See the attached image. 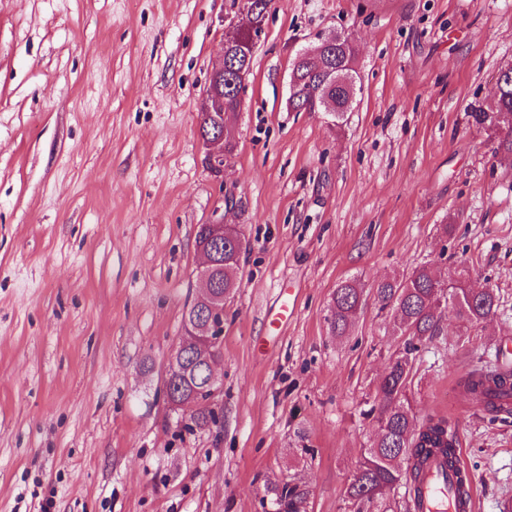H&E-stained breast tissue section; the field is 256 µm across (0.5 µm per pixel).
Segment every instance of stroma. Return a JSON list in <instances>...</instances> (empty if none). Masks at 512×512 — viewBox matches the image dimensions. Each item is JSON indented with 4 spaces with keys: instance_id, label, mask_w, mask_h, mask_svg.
I'll use <instances>...</instances> for the list:
<instances>
[{
    "instance_id": "1",
    "label": "stroma",
    "mask_w": 512,
    "mask_h": 512,
    "mask_svg": "<svg viewBox=\"0 0 512 512\" xmlns=\"http://www.w3.org/2000/svg\"><path fill=\"white\" fill-rule=\"evenodd\" d=\"M243 0H0V512H355L366 412L404 348L375 285L427 264L500 296L485 328L443 318L411 374L416 423L456 422L477 512L512 503V422L459 386L512 347V153L495 78L512 0H273L234 149L198 133ZM352 34V112L288 109L298 51ZM250 243L224 303L217 427L161 387L199 292V225ZM452 225L442 235L441 225ZM354 280L348 335L326 315ZM298 310L279 330V289ZM202 143L205 147L206 155L213 164H217V162L222 160L224 161V159L226 161L227 156L232 151V143L230 136L224 140V121L218 120L214 126H211L209 133L202 140ZM277 512H297L301 503L302 493L288 482L271 485L266 489Z\"/></svg>"
}]
</instances>
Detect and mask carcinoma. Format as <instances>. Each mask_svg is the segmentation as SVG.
I'll use <instances>...</instances> for the list:
<instances>
[{"label":"carcinoma","instance_id":"cac0c4a2","mask_svg":"<svg viewBox=\"0 0 512 512\" xmlns=\"http://www.w3.org/2000/svg\"><path fill=\"white\" fill-rule=\"evenodd\" d=\"M249 4L248 26H229L227 37L230 50L237 58L238 68L250 72L253 63L252 32L264 28L271 0H246ZM355 48L353 39L344 34L328 46L319 60H305L290 74L297 92L290 93L288 104L297 110L308 102L315 104L324 97L336 103V119H341L352 106L350 100ZM499 93L496 94V114H512V68L499 72ZM247 249L242 240L226 238L222 250L216 252L215 264L222 268L224 295L238 288L235 268L240 255ZM466 271L459 273L456 284L447 287L429 265L415 268L402 279H388L375 288L382 307L393 310V325L405 337L404 350L390 363L387 375L377 388L375 400L366 411L374 418L377 433L372 444L360 451L356 471L347 486V497L362 512L364 506L381 499L394 485L406 483L408 476L418 481L425 460L433 453L446 457L456 465L459 441L456 424L440 417L416 426L410 416L408 387L413 359L421 346L435 335L439 316L447 309L468 329L489 322L500 308V297L491 288L479 294L465 287ZM362 289L353 281L338 285L329 306L326 322L333 336L347 335L355 321ZM169 382L170 403L178 408L190 396H195L194 410L187 427L204 429L217 424V416L209 396L208 374L194 359V351L183 355L176 368L165 372ZM461 386L471 401L492 413V420L512 417V369L507 366L475 369L462 380ZM276 512H298L302 493L286 482L267 488Z\"/></svg>","mask_w":512,"mask_h":512}]
</instances>
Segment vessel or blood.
Listing matches in <instances>:
<instances>
[{
	"label": "vessel or blood",
	"instance_id": "obj_1",
	"mask_svg": "<svg viewBox=\"0 0 512 512\" xmlns=\"http://www.w3.org/2000/svg\"><path fill=\"white\" fill-rule=\"evenodd\" d=\"M277 309L268 317L270 325L278 326L295 314L297 300L292 291L280 290ZM458 475L446 458L435 453L428 457L421 476L420 512H475V499L459 500L454 492Z\"/></svg>",
	"mask_w": 512,
	"mask_h": 512
}]
</instances>
